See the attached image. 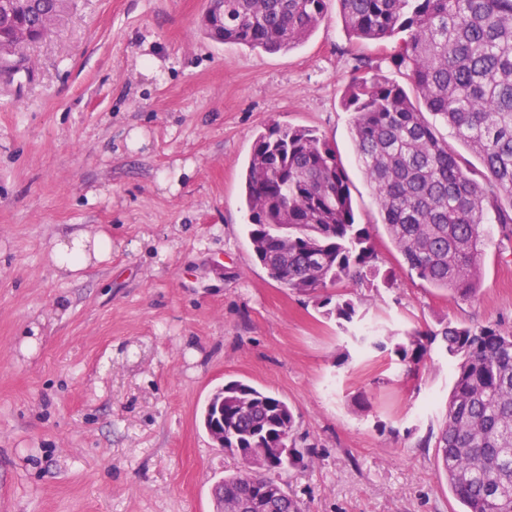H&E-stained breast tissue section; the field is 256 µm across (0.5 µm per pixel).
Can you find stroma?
<instances>
[{
    "label": "stroma",
    "mask_w": 512,
    "mask_h": 512,
    "mask_svg": "<svg viewBox=\"0 0 512 512\" xmlns=\"http://www.w3.org/2000/svg\"><path fill=\"white\" fill-rule=\"evenodd\" d=\"M206 4L74 0L28 70L0 73V512H214L213 485L241 461L202 411L230 380L286 400L315 448L282 474L303 512H460L429 440L452 365L435 345L409 378L361 338L450 320L512 334V237L488 225L474 297L409 276L341 104L383 44L350 38L333 9L287 51L217 43L200 28ZM274 122L333 142L394 275L336 285L354 322L254 259L243 176ZM80 231L112 252L74 280L48 249ZM360 393L368 411L352 406Z\"/></svg>",
    "instance_id": "1"
}]
</instances>
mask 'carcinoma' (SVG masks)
<instances>
[{
    "instance_id": "cac0c4a2",
    "label": "carcinoma",
    "mask_w": 512,
    "mask_h": 512,
    "mask_svg": "<svg viewBox=\"0 0 512 512\" xmlns=\"http://www.w3.org/2000/svg\"><path fill=\"white\" fill-rule=\"evenodd\" d=\"M69 0H0V71L48 34ZM349 36L390 42L374 65L355 68L342 102L354 114L358 163L407 272L469 298L478 289L485 225L512 235V0H224L202 17L210 38L265 52L289 50L322 22L331 3ZM396 70L406 85L382 74ZM452 128L479 161L466 166L426 120ZM255 259L277 283L320 294L326 315L346 322L354 301L329 288L381 274L368 225L358 222L350 179L335 146L314 129L273 123L259 132L244 178ZM441 341L454 361L445 425L435 448L461 512H512V334L453 321L394 344L409 374ZM203 410L224 429L241 468L224 477V512H300L279 475L314 449L298 444L292 409L240 380Z\"/></svg>"
}]
</instances>
